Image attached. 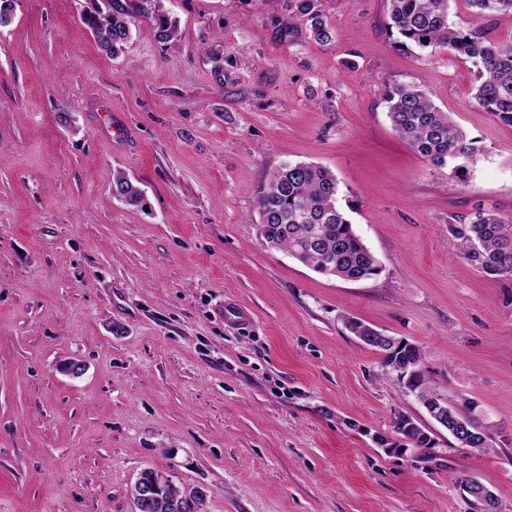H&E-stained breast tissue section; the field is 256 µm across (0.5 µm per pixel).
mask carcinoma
Instances as JSON below:
<instances>
[{"label":"carcinoma","instance_id":"cac0c4a2","mask_svg":"<svg viewBox=\"0 0 512 512\" xmlns=\"http://www.w3.org/2000/svg\"><path fill=\"white\" fill-rule=\"evenodd\" d=\"M288 14L284 25L294 29L305 24L315 42L333 39L324 20L323 0H285ZM387 29L397 34L403 47L431 53L449 48L478 68L474 98L501 123L512 126V41H490L476 30L454 28L448 21L450 0H386ZM479 17L512 14V0H465ZM135 12L152 19L153 37L160 43L178 36L177 21L162 9L160 0H136ZM132 13L112 0H90L81 23L100 47L116 56L132 34ZM393 130L417 154L437 168L449 167L459 182L466 181L468 168L477 153L475 140L467 137L448 112L413 85L396 84L385 94ZM112 194L131 206L146 205L140 188L123 172L113 175ZM260 233L272 248L285 251L317 273L345 281H363L381 272L375 256L356 233L338 205V182L327 168L311 163L283 164L271 171L257 196ZM448 234L458 241V255L492 281L512 278V218L477 212L469 222L448 225ZM392 354L383 367L401 359L423 360L421 349L401 338L395 339ZM407 392L421 399L442 397L420 377L406 383ZM454 419L448 431L466 448L493 447V427L473 415L467 399L451 406ZM160 472L145 468L139 473L143 485L157 483L154 499L144 507L137 500L139 487L131 488L136 512H204L206 497L183 491L172 481L158 482Z\"/></svg>","mask_w":512,"mask_h":512}]
</instances>
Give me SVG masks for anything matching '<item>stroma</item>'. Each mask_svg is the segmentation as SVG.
<instances>
[{
	"mask_svg": "<svg viewBox=\"0 0 512 512\" xmlns=\"http://www.w3.org/2000/svg\"><path fill=\"white\" fill-rule=\"evenodd\" d=\"M87 5L17 0L0 25V512H131L146 468L207 487L205 512H471L466 474L512 512V282L448 233L512 215V127L475 101L472 62L401 47L385 0H325L326 45L281 28L284 0H162L177 40L137 15L116 57ZM448 20L512 40V14L451 0ZM400 83L476 140L466 182L393 131ZM297 162L335 173L379 275L329 278L267 246L258 190ZM118 171L146 209L113 195ZM349 317L418 345L493 449L444 431L380 447L396 413L430 418ZM71 358L82 377L59 372Z\"/></svg>",
	"mask_w": 512,
	"mask_h": 512,
	"instance_id": "35a3bbf8",
	"label": "stroma"
}]
</instances>
